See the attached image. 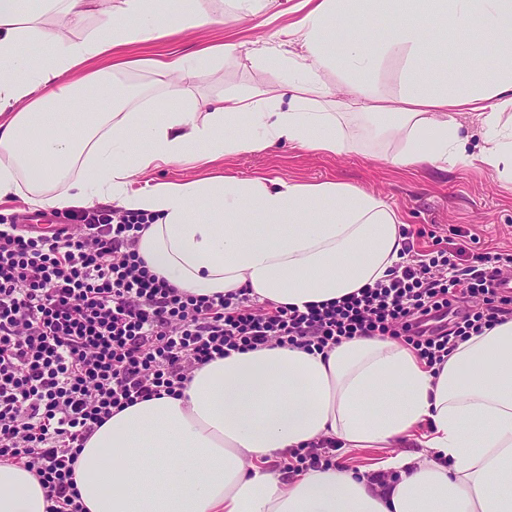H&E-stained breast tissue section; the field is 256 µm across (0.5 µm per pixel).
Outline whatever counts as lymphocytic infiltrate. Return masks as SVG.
Instances as JSON below:
<instances>
[{"mask_svg": "<svg viewBox=\"0 0 512 512\" xmlns=\"http://www.w3.org/2000/svg\"><path fill=\"white\" fill-rule=\"evenodd\" d=\"M66 215L74 231L51 236L0 224V461L38 477L49 512H83L75 464L113 412L180 394L214 359L390 336L432 369L512 316V295L494 286L512 254L455 243L421 257L409 241L387 278L299 309L181 293L136 251L147 217L109 206Z\"/></svg>", "mask_w": 512, "mask_h": 512, "instance_id": "1", "label": "lymphocytic infiltrate"}]
</instances>
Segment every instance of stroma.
Wrapping results in <instances>:
<instances>
[{"label": "stroma", "instance_id": "stroma-1", "mask_svg": "<svg viewBox=\"0 0 512 512\" xmlns=\"http://www.w3.org/2000/svg\"><path fill=\"white\" fill-rule=\"evenodd\" d=\"M298 0H278V17L258 27L248 18L225 12V0H193V7L221 22L208 27L174 32L154 41L121 48L125 57L155 56L169 59L190 55L206 46L229 44L224 59L200 67L186 86V99L205 106L227 91L247 95L270 94L288 85V76L272 61L261 60L254 50L268 42L272 33L298 20L293 7ZM429 48L448 49V73L469 79L494 71L499 63L494 46L479 32L460 35L450 26L425 28ZM378 145L367 142L362 154L325 156L288 144L262 152H243L207 165L176 163L143 176V183L187 182L217 175L247 179L263 175L295 182L334 181L357 186L386 200L407 227L419 231L417 253H427L433 236L450 238L453 231L466 235L471 252L512 254V184L503 183L488 168L454 167L444 172L428 167L400 168L378 159Z\"/></svg>", "mask_w": 512, "mask_h": 512}]
</instances>
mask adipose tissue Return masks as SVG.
Listing matches in <instances>:
<instances>
[{
  "label": "adipose tissue",
  "instance_id": "ef3b65f1",
  "mask_svg": "<svg viewBox=\"0 0 512 512\" xmlns=\"http://www.w3.org/2000/svg\"><path fill=\"white\" fill-rule=\"evenodd\" d=\"M290 48L262 47L288 71V99H215L210 111L182 104L199 62L229 45L163 61H113L110 71L164 77L174 107L123 111L110 71L86 74L103 107L70 82L91 60L164 34L199 29L204 11L174 12L163 0H0V200L64 210L92 201L141 212L151 222L136 249L149 268L193 295L250 296L279 305L322 303L383 279L401 260L399 214L381 197L338 182L212 177L137 185L175 162L211 163L287 143L321 155L360 153L347 113L315 108L323 73L343 66L361 110L394 114L370 125L382 158L440 170L475 162L512 182V0H431L435 15L494 43L500 65L465 85L428 87L424 22L401 23L333 53L330 31L353 0H301ZM82 40L59 42L42 27L55 14L82 25ZM37 43L50 44L35 53ZM400 56L401 90L384 98L360 79ZM247 124H240V114ZM483 125L479 153L466 152L462 114ZM205 214H198L199 203ZM343 448H391L411 438L421 456L381 462L398 479L338 468L294 477L270 469L294 448L321 439ZM83 512H512V319L459 344L439 373L389 338L358 337L328 354L294 346L232 353L195 370L182 396L142 400L113 414L85 443L75 471ZM0 512H47L45 491L23 465L0 462Z\"/></svg>",
  "mask_w": 512,
  "mask_h": 512
}]
</instances>
